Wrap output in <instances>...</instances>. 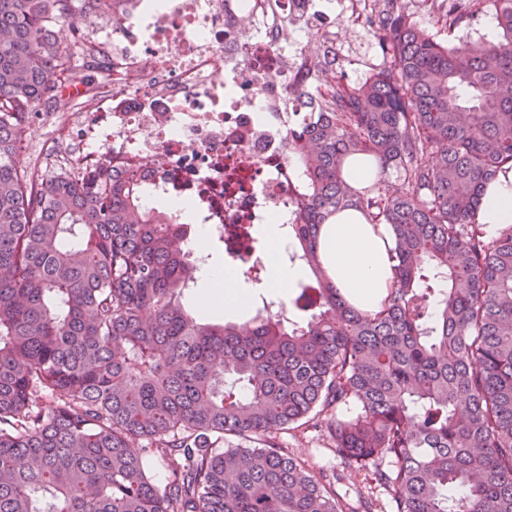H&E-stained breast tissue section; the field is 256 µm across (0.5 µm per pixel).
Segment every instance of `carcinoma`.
I'll return each instance as SVG.
<instances>
[{
  "label": "carcinoma",
  "mask_w": 512,
  "mask_h": 512,
  "mask_svg": "<svg viewBox=\"0 0 512 512\" xmlns=\"http://www.w3.org/2000/svg\"><path fill=\"white\" fill-rule=\"evenodd\" d=\"M95 2L0 0V512H373L288 451L308 424L391 512H512V225L475 223L512 163V0L496 41L387 18L391 65L351 89L313 65L316 111L286 142L291 259L313 277L245 326L185 309L190 229L146 210L133 176L95 189L17 161L28 116L78 80L54 29ZM366 154L378 175L354 190L343 164ZM346 208L392 229L376 311L320 265Z\"/></svg>",
  "instance_id": "carcinoma-1"
}]
</instances>
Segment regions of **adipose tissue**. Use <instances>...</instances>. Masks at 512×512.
Instances as JSON below:
<instances>
[{"instance_id":"ef3b65f1","label":"adipose tissue","mask_w":512,"mask_h":512,"mask_svg":"<svg viewBox=\"0 0 512 512\" xmlns=\"http://www.w3.org/2000/svg\"><path fill=\"white\" fill-rule=\"evenodd\" d=\"M486 236L494 237L512 225V168L504 167L488 184L476 213ZM272 244L268 257L266 288L286 295L303 275L302 268L285 257L287 241L278 225H270ZM394 240L391 228L375 226L355 209H345L322 225L319 254L323 267L339 291L358 309L377 310L384 303L394 282ZM208 288L198 303L205 313L227 316L244 311L247 291L243 272L234 265L211 266L203 270Z\"/></svg>"}]
</instances>
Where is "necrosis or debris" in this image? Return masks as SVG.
Masks as SVG:
<instances>
[{"instance_id": "4bbe7bcc", "label": "necrosis or debris", "mask_w": 512, "mask_h": 512, "mask_svg": "<svg viewBox=\"0 0 512 512\" xmlns=\"http://www.w3.org/2000/svg\"><path fill=\"white\" fill-rule=\"evenodd\" d=\"M112 9L73 19L79 46L108 60L112 96L49 113L72 148L61 170L131 172L150 196L190 199L196 223L261 271L246 228L287 224L288 115L308 107L288 28L322 31L324 13L313 0H122L116 28Z\"/></svg>"}]
</instances>
